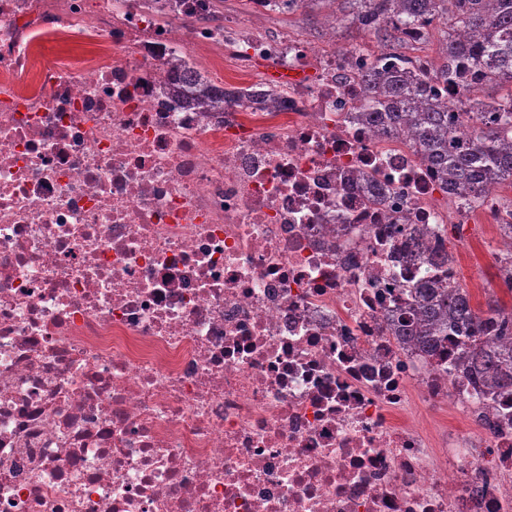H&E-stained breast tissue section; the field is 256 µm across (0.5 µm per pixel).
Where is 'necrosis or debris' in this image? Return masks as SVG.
I'll use <instances>...</instances> for the list:
<instances>
[{
  "instance_id": "1",
  "label": "necrosis or debris",
  "mask_w": 512,
  "mask_h": 512,
  "mask_svg": "<svg viewBox=\"0 0 512 512\" xmlns=\"http://www.w3.org/2000/svg\"><path fill=\"white\" fill-rule=\"evenodd\" d=\"M200 47L276 110L173 92ZM368 62L209 0H0V512H512V393L388 329L418 236L512 200L381 140ZM416 399L471 430L433 450Z\"/></svg>"
}]
</instances>
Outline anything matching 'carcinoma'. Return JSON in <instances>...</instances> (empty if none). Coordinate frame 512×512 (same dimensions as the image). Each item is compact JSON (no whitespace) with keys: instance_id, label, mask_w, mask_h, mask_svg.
Here are the masks:
<instances>
[{"instance_id":"cac0c4a2","label":"carcinoma","mask_w":512,"mask_h":512,"mask_svg":"<svg viewBox=\"0 0 512 512\" xmlns=\"http://www.w3.org/2000/svg\"><path fill=\"white\" fill-rule=\"evenodd\" d=\"M344 21L375 39L378 51L396 62L372 58L361 74L367 97L363 116L381 137L410 136L417 154L432 165L443 193L471 204L507 180L512 182V90L490 102L476 95L488 85L512 87V0H343ZM441 28L443 62L423 69L400 52L405 29L417 28V42L428 43L431 23ZM460 89L442 104L427 85ZM226 92L202 86L191 101L205 112L224 107ZM464 128L465 139L458 129ZM430 265H448V281L425 278L415 306L401 324L402 335L426 353L442 355L448 340L461 350L460 364L491 392L512 391V310L495 300L474 309L456 278L445 237L427 254Z\"/></svg>"}]
</instances>
